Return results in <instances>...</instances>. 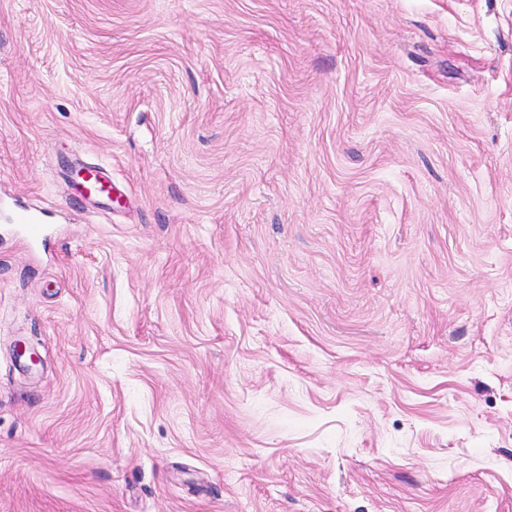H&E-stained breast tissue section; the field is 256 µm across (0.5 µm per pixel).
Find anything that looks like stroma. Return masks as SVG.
I'll return each instance as SVG.
<instances>
[{"instance_id":"35a3bbf8","label":"stroma","mask_w":512,"mask_h":512,"mask_svg":"<svg viewBox=\"0 0 512 512\" xmlns=\"http://www.w3.org/2000/svg\"><path fill=\"white\" fill-rule=\"evenodd\" d=\"M0 512H512V0H0ZM83 172L82 175L80 173ZM98 165L90 166L84 165L78 170L76 181L82 187V192L89 196L106 195L111 201L119 203L122 192L116 188L111 179H108L103 174ZM112 192L116 194L112 200Z\"/></svg>"}]
</instances>
